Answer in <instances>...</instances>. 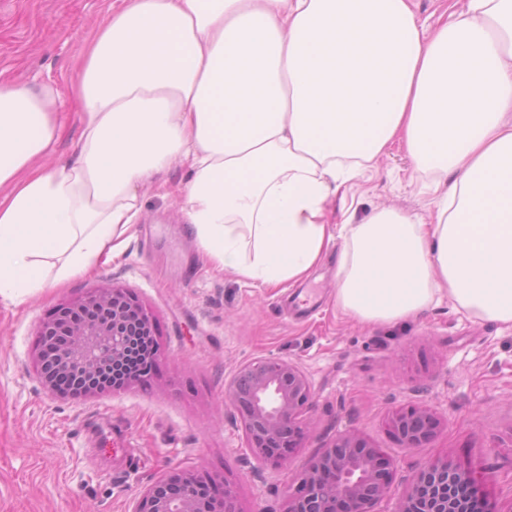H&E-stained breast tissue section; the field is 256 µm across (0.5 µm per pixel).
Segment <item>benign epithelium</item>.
Masks as SVG:
<instances>
[{
	"instance_id": "benign-epithelium-1",
	"label": "benign epithelium",
	"mask_w": 512,
	"mask_h": 512,
	"mask_svg": "<svg viewBox=\"0 0 512 512\" xmlns=\"http://www.w3.org/2000/svg\"><path fill=\"white\" fill-rule=\"evenodd\" d=\"M150 343L148 363L164 357L149 312L114 286L90 289L44 324L37 354L42 384L56 395L90 396L101 378L128 361L140 339ZM311 382L294 362L264 359L241 366L224 387V400L239 413L249 447L262 459L279 462L303 434V413ZM391 429L406 448H422L436 423L425 411L398 414ZM386 462L353 435H343L317 453L300 474L288 512H370L386 495ZM470 475L448 463H429L408 482L398 512H489L466 498ZM193 476L172 470L135 499L131 512H237L226 488L206 506Z\"/></svg>"
}]
</instances>
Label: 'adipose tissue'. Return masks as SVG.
I'll list each match as a JSON object with an SVG mask.
<instances>
[{"label":"adipose tissue","mask_w":512,"mask_h":512,"mask_svg":"<svg viewBox=\"0 0 512 512\" xmlns=\"http://www.w3.org/2000/svg\"><path fill=\"white\" fill-rule=\"evenodd\" d=\"M53 163L60 97L0 85V301L94 272L179 163L215 272L274 288L336 255V305L411 318L439 293L512 323V0L426 28L412 0H113ZM401 143L442 193L427 217L331 224L327 203Z\"/></svg>","instance_id":"obj_1"}]
</instances>
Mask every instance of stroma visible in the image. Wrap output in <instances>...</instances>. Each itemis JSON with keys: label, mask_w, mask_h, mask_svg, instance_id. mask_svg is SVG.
Here are the masks:
<instances>
[{"label": "stroma", "mask_w": 512, "mask_h": 512, "mask_svg": "<svg viewBox=\"0 0 512 512\" xmlns=\"http://www.w3.org/2000/svg\"><path fill=\"white\" fill-rule=\"evenodd\" d=\"M112 0H0V84L51 85L65 103L55 158L79 149L77 60ZM185 167L142 193V218L123 254L24 301H0V512H130L172 469L224 482L239 512H287L309 459L351 433L390 463L387 496L372 512H397L408 480L447 460L478 479L490 512H512V324L448 298L415 317L362 323L337 309L336 257L309 278L264 288L211 271L172 190ZM431 176L399 145L341 186L331 223L380 208L423 216ZM111 284L149 311L166 358L144 384L60 397L41 383L35 344L45 322L92 288ZM321 293L313 314L299 294ZM296 362L312 385L305 437L281 464H259L224 386L257 359ZM426 410L438 420L425 448H406L393 416Z\"/></svg>", "instance_id": "1"}]
</instances>
